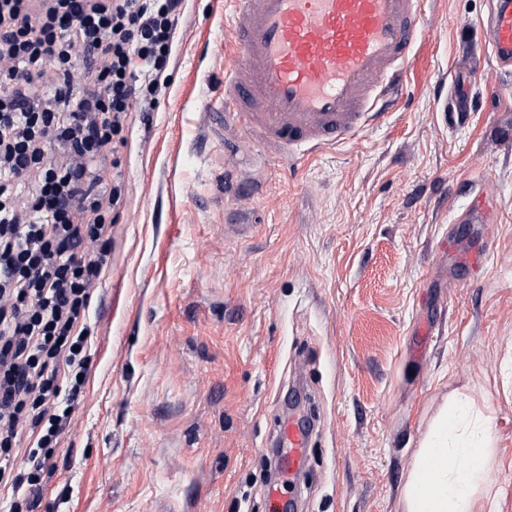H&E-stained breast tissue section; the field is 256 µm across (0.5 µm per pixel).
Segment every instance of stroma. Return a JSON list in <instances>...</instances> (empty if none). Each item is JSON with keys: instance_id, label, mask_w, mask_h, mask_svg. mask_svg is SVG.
Listing matches in <instances>:
<instances>
[{"instance_id": "stroma-1", "label": "stroma", "mask_w": 512, "mask_h": 512, "mask_svg": "<svg viewBox=\"0 0 512 512\" xmlns=\"http://www.w3.org/2000/svg\"><path fill=\"white\" fill-rule=\"evenodd\" d=\"M429 2L394 108L292 175L257 135L208 140L238 50L224 0H185L155 110L97 173L124 201L37 512H268L293 392L313 419L298 512H402L458 393L489 419L484 486L512 512V81L482 51L490 0ZM469 67L484 78L451 129L439 100ZM480 199L490 223H462Z\"/></svg>"}]
</instances>
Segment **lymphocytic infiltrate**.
I'll list each match as a JSON object with an SVG mask.
<instances>
[{
  "mask_svg": "<svg viewBox=\"0 0 512 512\" xmlns=\"http://www.w3.org/2000/svg\"><path fill=\"white\" fill-rule=\"evenodd\" d=\"M183 0H0V485L34 512L85 389L87 314L110 270L122 184L95 172L153 111ZM88 72L74 92L78 62ZM63 149L50 159L47 142ZM25 454L24 471L13 469Z\"/></svg>",
  "mask_w": 512,
  "mask_h": 512,
  "instance_id": "f902f5d3",
  "label": "lymphocytic infiltrate"
}]
</instances>
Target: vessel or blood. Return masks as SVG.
<instances>
[{"mask_svg":"<svg viewBox=\"0 0 512 512\" xmlns=\"http://www.w3.org/2000/svg\"><path fill=\"white\" fill-rule=\"evenodd\" d=\"M240 59L224 71V98L207 118L238 125L279 144L297 168L313 150L352 139L377 125L403 88L422 35L425 0H226ZM487 49L499 69L512 66V0H492ZM466 88L443 106L448 126L471 117ZM285 469L306 447L289 430Z\"/></svg>","mask_w":512,"mask_h":512,"instance_id":"b4317fda","label":"vessel or blood"}]
</instances>
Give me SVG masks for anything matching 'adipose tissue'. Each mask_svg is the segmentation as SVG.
<instances>
[{
    "label": "adipose tissue",
    "mask_w": 512,
    "mask_h": 512,
    "mask_svg": "<svg viewBox=\"0 0 512 512\" xmlns=\"http://www.w3.org/2000/svg\"><path fill=\"white\" fill-rule=\"evenodd\" d=\"M493 448L483 412L468 395L454 396L419 444L403 512H495L496 496L480 490Z\"/></svg>",
    "instance_id": "obj_1"
}]
</instances>
